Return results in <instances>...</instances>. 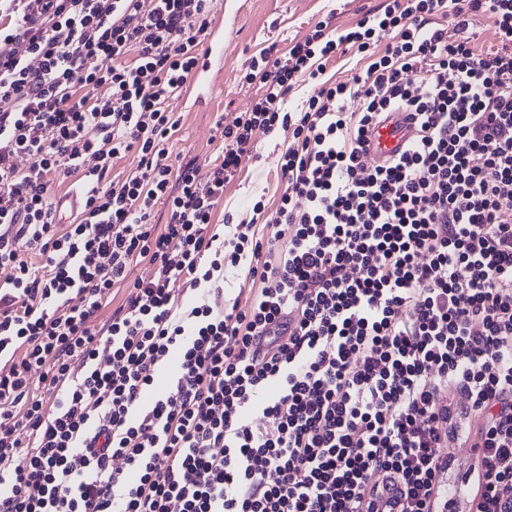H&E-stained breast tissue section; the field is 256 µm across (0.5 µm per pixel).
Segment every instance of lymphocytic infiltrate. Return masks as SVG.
Returning <instances> with one entry per match:
<instances>
[{
    "mask_svg": "<svg viewBox=\"0 0 512 512\" xmlns=\"http://www.w3.org/2000/svg\"><path fill=\"white\" fill-rule=\"evenodd\" d=\"M208 2L0 0V512H373L394 485L389 512H448L460 442L470 512H512V0H384L260 51L203 181L166 144ZM351 50L360 71L326 79ZM392 112L415 133L366 166ZM258 130L291 133L283 191L229 235L212 217ZM55 176L77 187L67 225ZM229 267L248 305L210 304ZM469 36L472 37L478 51H486L495 45V27L487 17H476L470 26Z\"/></svg>",
    "mask_w": 512,
    "mask_h": 512,
    "instance_id": "f902f5d3",
    "label": "lymphocytic infiltrate"
}]
</instances>
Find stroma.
<instances>
[{
    "mask_svg": "<svg viewBox=\"0 0 512 512\" xmlns=\"http://www.w3.org/2000/svg\"><path fill=\"white\" fill-rule=\"evenodd\" d=\"M382 0H241V10L228 39L224 70L216 96L203 105L176 99L172 109L181 118L179 132L168 144L171 164L183 158H196L201 172H208L217 157L219 125L231 123L239 113L250 110L257 94L256 86L243 83L242 69L247 59L270 47L276 53L306 34L319 20L343 29ZM289 141L287 132L256 133L253 158L246 160L238 181L224 190V200L215 213L216 220L232 214L234 220L248 215L255 200L277 203L281 179L278 156Z\"/></svg>",
    "mask_w": 512,
    "mask_h": 512,
    "instance_id": "35a3bbf8",
    "label": "stroma"
}]
</instances>
